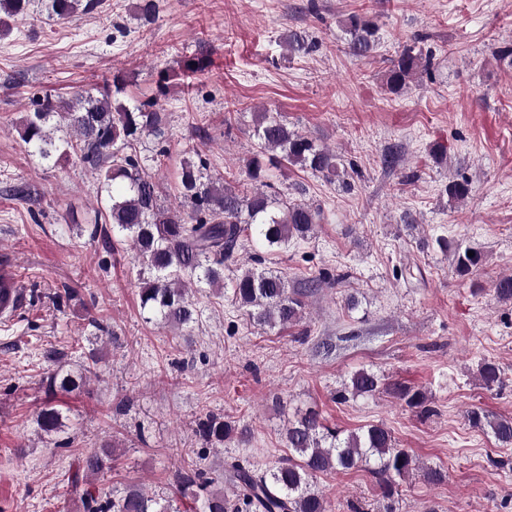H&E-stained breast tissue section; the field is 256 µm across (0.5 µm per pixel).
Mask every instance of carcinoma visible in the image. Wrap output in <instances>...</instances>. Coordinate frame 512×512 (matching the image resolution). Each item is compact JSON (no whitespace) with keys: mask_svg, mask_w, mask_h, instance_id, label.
<instances>
[{"mask_svg":"<svg viewBox=\"0 0 512 512\" xmlns=\"http://www.w3.org/2000/svg\"><path fill=\"white\" fill-rule=\"evenodd\" d=\"M35 0H0V13L9 17L29 11ZM50 16L67 18L80 0H43ZM138 19L152 22L158 12L156 0H138ZM348 44L359 57L370 55L378 46L377 25L359 15L346 24ZM288 53H306L311 49L307 36L290 31L284 37ZM431 65V55L413 47L405 48L393 61L386 75L389 92L398 94L409 88L415 76ZM125 80L116 74L112 82L84 91L70 102L45 96L21 121L20 136L40 158L73 163L90 169L108 192L106 210L99 219L112 225V234L130 243L141 261L139 272L141 309L149 319L172 326H187L198 316L189 291L206 285H224V263L233 259L243 238L255 234L270 249L286 250L307 238L320 212L312 206L281 201L266 192L271 187L267 172L283 162L299 165L327 179L340 176L336 154L288 126V122L266 112L259 114L257 136L262 151L248 160L247 178L254 187L242 193L236 187L204 174V164L190 159L181 165L180 183L184 211H173L159 203L156 185L145 175L141 159L132 152L146 135H164V114L146 105L113 107V98L124 91ZM67 120L64 136H56L55 118ZM448 201L469 196L466 179L451 182L446 189ZM469 248L457 246L453 260L457 273L467 275L480 263V254L468 256ZM319 287L310 280L305 290H288V281L274 270L246 268L231 282L235 303L248 319L258 325L275 327L296 325L302 321L305 298ZM479 374L488 388L503 384L499 366L492 361L480 365ZM79 386L71 375L54 373L47 389L68 390ZM381 377L360 369L337 398L372 397L384 388ZM410 407L430 414L428 397L420 389L403 383L387 387ZM469 423L488 429L502 445H512V419L489 417L480 409L468 413ZM40 429L51 435L62 431V414L52 406L41 409ZM199 436L210 445H222L236 431V424L207 413L198 420ZM288 457L276 466L259 471L245 461L228 464L236 492L224 493L206 469L191 461L172 474L173 494L151 496L133 484L114 486L109 493L93 487L91 477L115 467L114 449L106 444L84 454L69 475L73 494L79 496L85 512H179L177 499L200 504V512H328L327 501L316 489L315 479L324 473L348 470L359 465L375 475L380 495H394L397 480L414 469L413 456L397 447L391 432L382 425H371L361 432L341 436V432L323 423L318 411L310 409L289 422L285 433Z\"/></svg>","mask_w":512,"mask_h":512,"instance_id":"carcinoma-1","label":"carcinoma"}]
</instances>
